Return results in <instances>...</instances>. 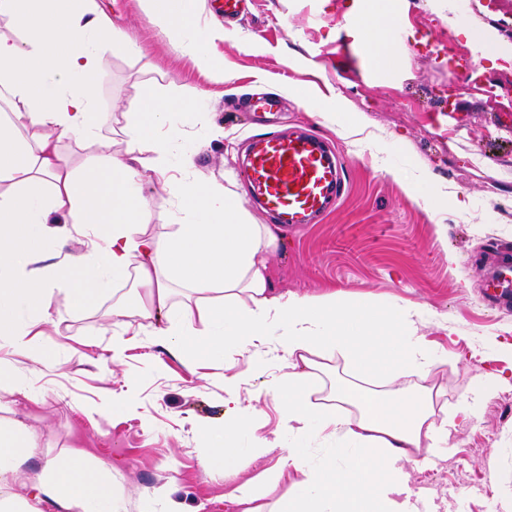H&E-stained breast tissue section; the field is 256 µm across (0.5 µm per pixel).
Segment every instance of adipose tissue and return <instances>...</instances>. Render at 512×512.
Masks as SVG:
<instances>
[{"label":"adipose tissue","mask_w":512,"mask_h":512,"mask_svg":"<svg viewBox=\"0 0 512 512\" xmlns=\"http://www.w3.org/2000/svg\"><path fill=\"white\" fill-rule=\"evenodd\" d=\"M200 2L153 0L154 12L216 70L224 31L200 28ZM115 50L139 52L90 0H0V103L9 110L0 119V342L42 360L33 334L49 322L58 289L82 311L110 285L129 283L112 301L113 361L132 330L193 359L182 339L186 327L213 353L230 349L245 360L243 371L224 379L223 426L206 433L213 468L230 476L242 467L232 443L258 410L243 404L239 388L265 373L273 351L287 370L269 389L286 401L289 436L324 432L336 440L319 466L288 449L275 466L282 494L267 502L235 490L229 499L236 512H418L406 463L438 456L456 416L478 414L501 377L484 373L456 412L437 414V353L419 332V306L380 307L336 291L274 292L269 259L279 239L272 227L255 223L238 195L203 178L192 158L171 164L182 136L175 120L196 111L198 94L159 98L144 88L128 107L122 150L102 138L109 114L97 80ZM64 139L99 144L101 153L72 165L58 148ZM147 174L173 201L171 230L159 238L148 232L155 215L141 192ZM77 237L86 240L81 254L47 248ZM162 315L167 327L154 329ZM337 358L348 377L333 373ZM408 374L416 385L405 382ZM36 457L42 467L34 493L17 497L11 487ZM45 499L64 512H129L127 490L111 469L76 454H44L26 426L0 418V512H41Z\"/></svg>","instance_id":"adipose-tissue-1"}]
</instances>
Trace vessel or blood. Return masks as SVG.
<instances>
[{
  "mask_svg": "<svg viewBox=\"0 0 512 512\" xmlns=\"http://www.w3.org/2000/svg\"><path fill=\"white\" fill-rule=\"evenodd\" d=\"M240 177L258 207L289 229L316 223L332 211L343 187L338 153L304 131L254 139ZM486 293L497 302L512 303L511 255H498Z\"/></svg>",
  "mask_w": 512,
  "mask_h": 512,
  "instance_id": "1",
  "label": "vessel or blood"
}]
</instances>
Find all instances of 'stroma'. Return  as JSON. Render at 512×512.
<instances>
[{
    "label": "stroma",
    "mask_w": 512,
    "mask_h": 512,
    "mask_svg": "<svg viewBox=\"0 0 512 512\" xmlns=\"http://www.w3.org/2000/svg\"><path fill=\"white\" fill-rule=\"evenodd\" d=\"M140 52L106 55L98 83L112 121L103 134L121 142L125 106L143 87L168 96L199 93V111L181 124L179 152L196 169L239 195L256 223L269 218L250 199L238 173L250 137L277 127H311L344 159L345 191L321 223L280 230L270 258L276 292L320 296L336 290L382 305L422 307L421 332L440 356L434 380L455 408L475 379L501 371L506 385L482 413L457 419L448 446L434 459L408 463L421 512H512V310L485 296L499 251L512 249V44L506 0H395V64L382 71L357 18L365 0H247L242 19L225 26L217 77L177 31L153 15L151 0H95ZM461 48L458 62L436 56L433 40ZM280 96L279 123L239 111L256 89ZM341 106L361 119L340 134L328 113ZM222 135H213V128ZM52 321L36 362L0 348L16 370L13 419L53 456L77 453L111 467L131 495L130 512L169 485L183 512H227L226 494L259 488L279 450L254 448L280 438L321 463L335 446L317 436L296 441L282 425V400L265 391L268 375L240 389L259 415L236 439L245 466L226 477L206 465L204 427L224 422V376L242 366L233 352L206 354L203 337L184 341L187 361L139 337L113 364L112 298L74 311L65 293L51 299Z\"/></svg>",
    "instance_id": "1"
}]
</instances>
